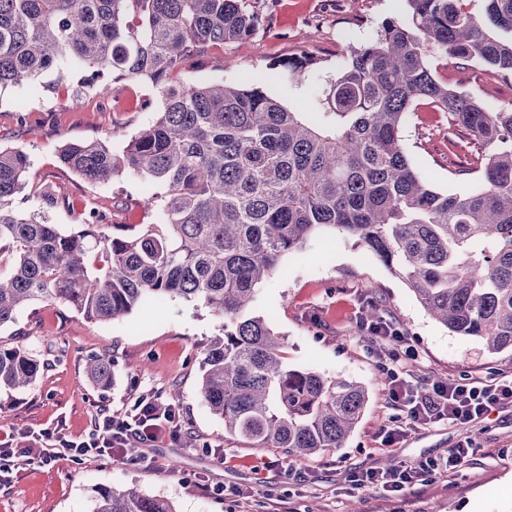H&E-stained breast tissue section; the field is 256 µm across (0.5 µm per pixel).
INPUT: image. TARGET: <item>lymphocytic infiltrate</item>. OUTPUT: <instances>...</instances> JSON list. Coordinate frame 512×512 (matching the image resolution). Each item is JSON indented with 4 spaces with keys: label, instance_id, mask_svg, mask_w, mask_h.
Masks as SVG:
<instances>
[{
    "label": "lymphocytic infiltrate",
    "instance_id": "1",
    "mask_svg": "<svg viewBox=\"0 0 512 512\" xmlns=\"http://www.w3.org/2000/svg\"><path fill=\"white\" fill-rule=\"evenodd\" d=\"M367 330L390 346L383 366L389 398L402 407L411 422L425 424L443 419L468 422L512 403V374L506 373L490 380L478 377L453 379L432 387L427 394H415L412 377L418 352L408 337L386 319L368 325ZM173 421L172 410H160L155 401L142 399L135 403L130 415L122 418L106 415L98 419L87 437L78 441L62 438L54 448H17L11 441H0V482L9 479L15 470L33 464L47 465L58 458L139 460L140 444L170 436ZM473 453L474 444L469 441L449 449L446 459L428 460L415 468L355 473L351 481L357 485H375L389 492H404L413 489L425 476L455 473Z\"/></svg>",
    "mask_w": 512,
    "mask_h": 512
}]
</instances>
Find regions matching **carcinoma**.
<instances>
[{
    "mask_svg": "<svg viewBox=\"0 0 512 512\" xmlns=\"http://www.w3.org/2000/svg\"><path fill=\"white\" fill-rule=\"evenodd\" d=\"M485 20L464 0H407L409 18L387 19L377 38L326 80L317 111L298 112L255 84H178L188 55L253 35L243 0H0V88L63 79L76 60L80 90L104 77L140 79L162 101L159 117L120 154L103 140L59 150L91 184L130 170L165 187L159 224H100L71 231L48 222L54 190L28 212L15 201L29 155L0 147V328L39 300L111 322L147 301L182 298L222 319L204 352L199 394L224 431L256 448L303 459L341 448L369 394L356 381L289 367L284 343L251 313L284 258L323 229L357 239L451 333L491 354L512 349V109L488 112L437 80L432 57L482 63L512 75V0H484ZM304 53L277 67L301 78ZM448 113L477 147L448 160L480 186L443 193L422 179L402 146L419 101ZM493 152L484 154V148ZM112 355L87 358L106 387ZM44 364L0 344V389L24 392ZM92 512H176L173 502L101 486Z\"/></svg>",
    "mask_w": 512,
    "mask_h": 512,
    "instance_id": "obj_1",
    "label": "carcinoma"
}]
</instances>
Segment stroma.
<instances>
[{
  "mask_svg": "<svg viewBox=\"0 0 512 512\" xmlns=\"http://www.w3.org/2000/svg\"><path fill=\"white\" fill-rule=\"evenodd\" d=\"M257 12L256 32L242 42L188 56L172 74L183 83L245 84L261 73L260 84L290 108L310 111L326 76L344 67L352 52L374 40L384 20L405 18L406 0H247ZM300 53L314 56V70L297 80L279 74L278 60ZM436 76L501 111L512 107V77L503 79L432 60ZM82 76L44 75L41 96L24 87L0 90V144L23 148L33 174L21 203L29 210L46 187L61 202L50 223L68 231L89 211L107 224H156L161 189L125 173L90 185L64 169L58 150L66 142L101 139L121 152L132 135L153 123L159 95L146 82L108 81L72 105ZM27 100L30 111L17 110ZM404 150L419 174L441 191L476 187L477 175L459 178L448 170V116L423 101L402 127ZM378 301L419 353L414 384L434 377L492 378L512 374V350L488 353L481 344L435 322L402 279L395 277L357 239L328 229L290 253L280 273L264 283L254 310L279 333L285 361L331 377L365 384L369 401L343 448L295 460L278 448H257L224 431L198 395L201 359L222 321L204 305L180 298L150 302L123 318L99 323L49 300L22 308L0 341L26 348L45 364L37 382L23 393L0 391V440L55 429L66 439L87 435L102 411L130 412L136 401L154 398L169 405L175 437L141 445L138 462L105 458L60 459L16 471L0 486V512H91L96 490L137 487L170 498L177 512H512V405L466 423L418 424L388 403L387 385L373 345L361 323L370 301ZM110 351L112 382L100 388L86 376L93 352ZM400 428L396 442L383 446L386 430ZM474 440L468 464L452 476L434 475L396 495L354 486L346 473L416 467L447 456L449 448Z\"/></svg>",
  "mask_w": 512,
  "mask_h": 512,
  "instance_id": "obj_1",
  "label": "stroma"
}]
</instances>
